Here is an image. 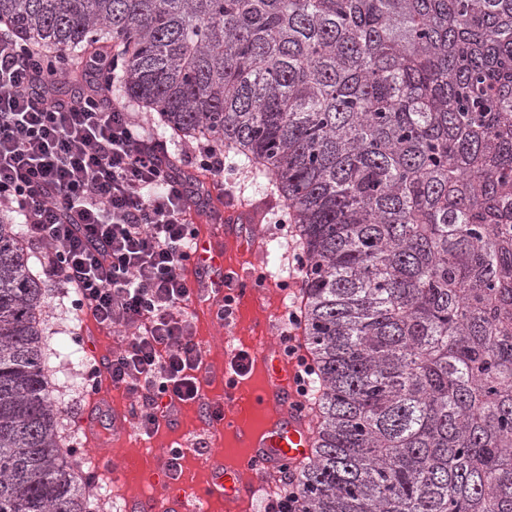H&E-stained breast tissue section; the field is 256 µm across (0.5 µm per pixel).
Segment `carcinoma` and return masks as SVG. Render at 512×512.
Instances as JSON below:
<instances>
[{"label":"carcinoma","mask_w":512,"mask_h":512,"mask_svg":"<svg viewBox=\"0 0 512 512\" xmlns=\"http://www.w3.org/2000/svg\"><path fill=\"white\" fill-rule=\"evenodd\" d=\"M50 58L269 177L309 267L301 512H512V0H0ZM0 213V512H98Z\"/></svg>","instance_id":"1"}]
</instances>
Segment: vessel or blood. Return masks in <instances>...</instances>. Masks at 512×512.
I'll list each match as a JSON object with an SVG mask.
<instances>
[{"instance_id": "obj_1", "label": "vessel or blood", "mask_w": 512, "mask_h": 512, "mask_svg": "<svg viewBox=\"0 0 512 512\" xmlns=\"http://www.w3.org/2000/svg\"><path fill=\"white\" fill-rule=\"evenodd\" d=\"M265 214L262 206L251 205L235 196L224 199V223L200 237L192 265L195 287L213 299L233 291L241 300L257 297V274L253 268L226 263L224 255L238 242L259 248ZM257 372L250 391L251 414L237 413L232 403L241 384L239 376L226 373L224 433L237 450V463L227 468L214 463L206 486L150 497L140 502V512H198L203 502H223L227 512L248 503L265 488L282 464L296 465L312 454L313 423L309 412L293 407L298 395L293 382L292 362L277 347H261L252 357Z\"/></svg>"}]
</instances>
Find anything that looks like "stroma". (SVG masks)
I'll use <instances>...</instances> for the list:
<instances>
[{
    "mask_svg": "<svg viewBox=\"0 0 512 512\" xmlns=\"http://www.w3.org/2000/svg\"><path fill=\"white\" fill-rule=\"evenodd\" d=\"M288 213L274 207L265 224V259L270 270L287 266L288 258L296 246L294 231L285 227ZM48 307L51 311L45 330L50 378L63 404L59 432L65 447L92 477V491L98 497L99 512H116L126 498L152 489V469L164 468L169 449H181V471L178 483L193 487L205 482L213 462L231 466L236 462L231 442L223 428L207 420L198 404L177 405L169 416L161 418L152 439L144 441L138 436L136 420L130 415L133 396L113 388L108 375H101L100 390L84 391L75 382L78 360H97L103 354L118 349L123 328L105 331L99 328L93 316L84 312L74 314L70 299L55 283H48ZM281 289L266 290L259 301L241 307L234 342L242 349H250L260 335L255 322L264 315L280 316L285 312ZM209 302L193 305L195 314L193 331L196 342L203 349V365L197 376L206 400L223 401L224 346L219 340V329L208 318ZM127 414L123 429L112 428L114 416ZM93 430L96 446L112 451L114 468L111 473H98L90 453L93 447L86 443V430Z\"/></svg>",
    "mask_w": 512,
    "mask_h": 512,
    "instance_id": "stroma-1",
    "label": "stroma"
}]
</instances>
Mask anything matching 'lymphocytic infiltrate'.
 Here are the masks:
<instances>
[{"mask_svg":"<svg viewBox=\"0 0 512 512\" xmlns=\"http://www.w3.org/2000/svg\"><path fill=\"white\" fill-rule=\"evenodd\" d=\"M124 63L110 57L95 80L60 97L54 62L0 33V208L20 219L26 241L43 250L45 274L73 293L75 309L128 335L106 366L114 387L138 397V428L152 434L177 404L202 398L195 375L202 351L192 337L184 276L197 251L189 169L220 179L227 155L209 142L173 156L166 140L111 96ZM297 294L288 296L283 352L296 364L297 392L311 400L315 368L302 354Z\"/></svg>","mask_w":512,"mask_h":512,"instance_id":"1","label":"lymphocytic infiltrate"}]
</instances>
